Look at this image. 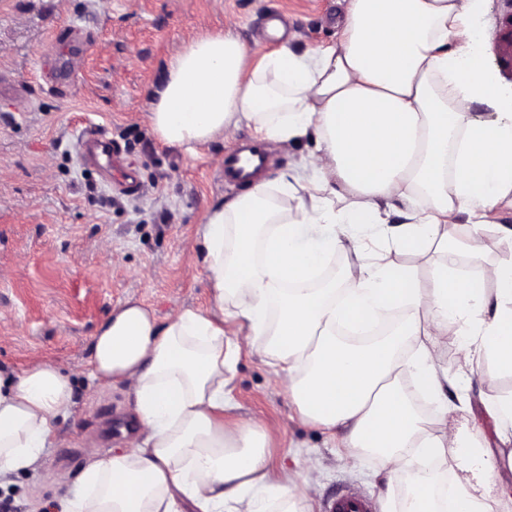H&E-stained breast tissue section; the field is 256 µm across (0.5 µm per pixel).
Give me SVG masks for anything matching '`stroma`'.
I'll return each mask as SVG.
<instances>
[{
  "label": "stroma",
  "mask_w": 512,
  "mask_h": 512,
  "mask_svg": "<svg viewBox=\"0 0 512 512\" xmlns=\"http://www.w3.org/2000/svg\"><path fill=\"white\" fill-rule=\"evenodd\" d=\"M346 7L347 0H0V74L31 94L27 103L0 99V370L40 360L73 382V405L40 467L0 481L8 512H57L89 454L119 453L137 440L126 387H101L87 372L93 335L112 308L138 301L162 321L211 310L196 227L209 207L239 193L220 171L225 154L250 146L253 132L240 127L193 156L160 143L148 109L169 60L203 34L230 30L250 39L271 10L287 19L288 35L267 39L265 50L331 46ZM72 26L92 37L81 47L71 94L61 97L42 74L54 62L56 35ZM90 125L120 145L139 191H119L84 163L76 141ZM440 364L451 379L449 427L479 422L492 449H511L512 429L501 431L483 407V364L468 358L456 334ZM230 389L225 426L262 424L270 474L293 480L311 512L346 490L369 496L373 512L406 493L404 478L387 482L375 456L349 459L337 437L304 424L284 374L250 346Z\"/></svg>",
  "instance_id": "obj_1"
}]
</instances>
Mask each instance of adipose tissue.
I'll list each match as a JSON object with an SVG mask.
<instances>
[{"instance_id": "1", "label": "adipose tissue", "mask_w": 512, "mask_h": 512, "mask_svg": "<svg viewBox=\"0 0 512 512\" xmlns=\"http://www.w3.org/2000/svg\"><path fill=\"white\" fill-rule=\"evenodd\" d=\"M482 2L349 0L336 46L266 52L226 31L192 40L169 61L149 109L163 143L191 153L246 125L267 151L310 136L315 152L302 170L279 175L281 199L258 180L197 226L213 306L246 325L245 341L190 310L158 322L135 301L100 324L89 375L127 387L140 437L129 451L89 456L61 512H178L181 497L196 512H265L273 494L283 512H296L287 479L266 471L265 429L224 426L229 374L246 345L286 373L303 423L343 430L345 455L376 453L387 478L408 474L414 490L393 512H490L493 451L477 432L450 430L447 411L423 419L399 364L412 350L417 384L439 396L448 380L439 340L453 323L487 361L486 388L512 370V262L463 280L452 261L459 253L482 261L487 213L512 205V97L479 56ZM476 105L494 118L474 115ZM462 212L469 223H456ZM376 237L446 259L421 277L368 256ZM339 252L356 256L342 290L317 280ZM399 307L392 336L353 346L336 334ZM72 398L69 375L55 365L0 374V475L39 465ZM451 448L481 466L457 480L444 511L437 473Z\"/></svg>"}]
</instances>
